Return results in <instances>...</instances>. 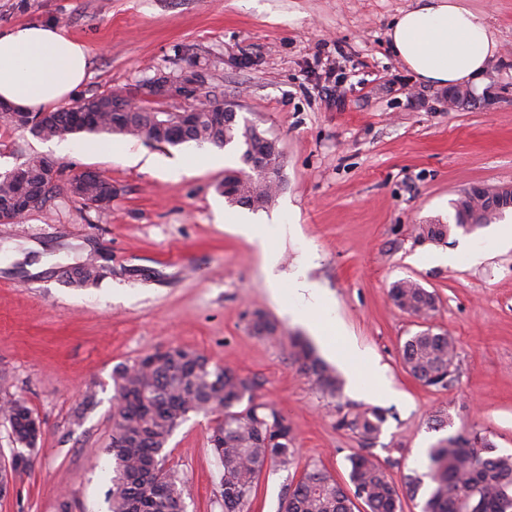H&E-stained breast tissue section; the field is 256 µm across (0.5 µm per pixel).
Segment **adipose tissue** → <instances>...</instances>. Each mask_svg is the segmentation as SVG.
<instances>
[{
    "mask_svg": "<svg viewBox=\"0 0 512 512\" xmlns=\"http://www.w3.org/2000/svg\"><path fill=\"white\" fill-rule=\"evenodd\" d=\"M387 38L392 53L420 81L439 86H479L496 49L482 16L457 0H417L393 20ZM87 60V47L55 25L21 24L0 30V103L32 113L64 105L85 81ZM228 221L262 253L268 291L284 315L319 336L326 352L354 373L364 393H389L384 373L337 328L329 293L305 279L283 282L274 273L275 238L241 216H229Z\"/></svg>",
    "mask_w": 512,
    "mask_h": 512,
    "instance_id": "adipose-tissue-1",
    "label": "adipose tissue"
}]
</instances>
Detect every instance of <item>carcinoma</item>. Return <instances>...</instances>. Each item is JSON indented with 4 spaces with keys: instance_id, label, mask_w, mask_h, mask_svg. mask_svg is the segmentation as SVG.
I'll use <instances>...</instances> for the list:
<instances>
[{
    "instance_id": "obj_1",
    "label": "carcinoma",
    "mask_w": 512,
    "mask_h": 512,
    "mask_svg": "<svg viewBox=\"0 0 512 512\" xmlns=\"http://www.w3.org/2000/svg\"><path fill=\"white\" fill-rule=\"evenodd\" d=\"M112 98V93L103 91L63 107L35 136L52 139L105 133L160 145L190 141L197 147L217 148L237 143L243 147V167L224 171V198L252 211L265 210L274 202L281 178L270 177L249 163L253 154L265 148L260 132L253 125H239L235 112L223 122L215 92L204 93L205 101L196 111L187 137L179 141L161 128L162 122L176 120L178 113L147 107L115 112ZM110 191L112 184L100 177L83 183L75 197L86 206L102 208L111 201ZM453 208L456 224L426 225L423 232L429 240L443 242L454 227L471 233L500 216L474 209L461 196L454 200ZM61 277L71 286H84L97 282L101 274L96 266L87 264L67 268ZM390 295L400 309L417 319L426 321L436 311L434 294L414 280L394 282ZM289 357L320 390L331 395L341 391L340 378L305 343L292 342ZM455 358L454 339L429 327L409 337L402 347L406 371L442 390L454 379ZM112 382L116 407L110 441L104 448L113 462L106 495L108 512H184L183 481L164 468L165 446L191 414L215 416L210 445L223 467L224 512H248L267 466L286 469L295 459L297 448L288 420L280 411L255 401L254 382L231 368L212 364L196 351L177 346L146 354L129 365L117 366ZM0 417L9 423L13 440L24 447L23 457L9 470L0 471L1 495L10 481L31 468L42 428L20 398L0 402ZM385 422V413L379 408H354L344 413L337 426L364 443V448L349 456V483L342 484L325 469L312 465L288 489L281 512H354L357 500L365 504L367 512H403L399 488L369 451ZM426 467L432 488L422 512H512V455L493 454L486 436L474 432L440 439L429 448Z\"/></svg>"
}]
</instances>
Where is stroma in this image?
<instances>
[{"mask_svg":"<svg viewBox=\"0 0 512 512\" xmlns=\"http://www.w3.org/2000/svg\"><path fill=\"white\" fill-rule=\"evenodd\" d=\"M496 41L482 90L448 106V87L415 79L391 53L387 29L414 0H0V29L52 23L86 44L82 99L129 94L157 75L197 72L219 87L239 123L276 140L283 186L260 223L292 219L277 239L283 281L305 272L331 293L336 320L370 351L393 389L375 401L350 386L328 395L288 355L310 329L282 315L257 249L215 218L227 202L224 169L196 165L192 147L113 136L111 151L74 153L0 123V173L27 158L55 160L64 177L99 172L112 200L89 207L55 194L23 221L0 224V397L24 399L42 423L30 471L0 496V512H102L109 478L112 370L159 349L184 347L255 380L258 401L287 416L298 454L260 477L250 512H279L289 485L318 463L348 479L360 442L338 428L350 407L386 410L373 451L396 485L425 472L424 442L486 434L512 455V247L478 264L471 246L495 224L447 242L421 225L455 221L452 206L475 185L512 184V0H462ZM91 263L101 279L63 282ZM408 278L436 296L434 327L455 336L456 379L424 385L404 368V342L421 322L389 295ZM273 325L257 333L253 316ZM96 402L83 406L87 387ZM447 420L441 430L432 416ZM210 416L190 415L166 446L184 482L186 512H223Z\"/></svg>","mask_w":512,"mask_h":512,"instance_id":"35a3bbf8","label":"stroma"}]
</instances>
